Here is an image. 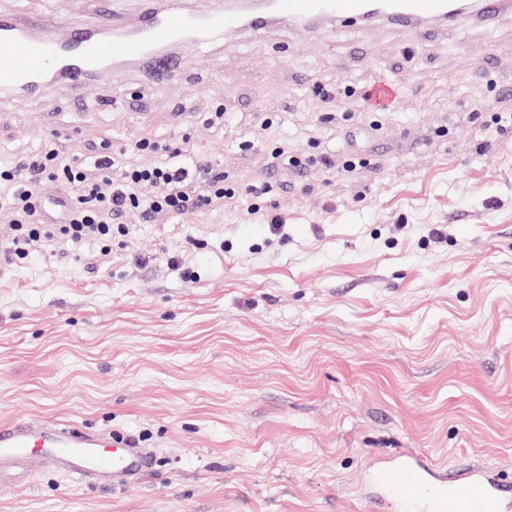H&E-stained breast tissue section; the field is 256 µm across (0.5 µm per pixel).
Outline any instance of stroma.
<instances>
[{
	"label": "stroma",
	"instance_id": "1",
	"mask_svg": "<svg viewBox=\"0 0 512 512\" xmlns=\"http://www.w3.org/2000/svg\"><path fill=\"white\" fill-rule=\"evenodd\" d=\"M100 10L0 0L68 25ZM321 83H385L397 101L342 123ZM501 112L512 7L489 27L276 21L185 50L152 91L135 66L76 94L62 80L0 91L2 160L51 143L130 161L139 142L186 139L235 190L132 219L107 255L58 244L0 262V423L61 420L153 453L131 486L49 465L6 473L0 512H401L367 477L411 452L512 480ZM350 154L361 164L348 171Z\"/></svg>",
	"mask_w": 512,
	"mask_h": 512
}]
</instances>
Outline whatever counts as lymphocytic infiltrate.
I'll list each match as a JSON object with an SVG mask.
<instances>
[{"mask_svg":"<svg viewBox=\"0 0 512 512\" xmlns=\"http://www.w3.org/2000/svg\"><path fill=\"white\" fill-rule=\"evenodd\" d=\"M112 166L108 156L86 164L67 159L56 148L41 151L24 165L0 164V206L14 215L12 256L61 241L109 242L127 236L130 213L147 224L160 214L198 209L224 196L223 176L187 143L154 164L128 165L117 175ZM51 185L68 198L64 219L57 224L42 213V198Z\"/></svg>","mask_w":512,"mask_h":512,"instance_id":"1","label":"lymphocytic infiltrate"}]
</instances>
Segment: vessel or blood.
Segmentation results:
<instances>
[{"label":"vessel or blood","instance_id":"obj_1","mask_svg":"<svg viewBox=\"0 0 512 512\" xmlns=\"http://www.w3.org/2000/svg\"><path fill=\"white\" fill-rule=\"evenodd\" d=\"M379 9L397 25L421 20L450 21L451 0H256L248 11L218 9L188 12L178 4L162 13L146 11V22L136 33L113 25L109 36L96 40L87 33L60 24L37 25L24 19L0 17V87L36 88L42 75L64 68L71 89L100 73L115 61L150 65L154 77L147 89L170 69L159 46L188 41L202 44L212 36L248 25L261 29L269 17L306 24L335 15L343 19L366 17ZM84 478L133 480L146 468L145 449L119 436L79 433L70 425L44 420L0 424V469L34 460ZM379 481L391 492L422 504L424 512H507L512 486L483 463L450 468L425 455L404 454L383 469Z\"/></svg>","mask_w":512,"mask_h":512}]
</instances>
